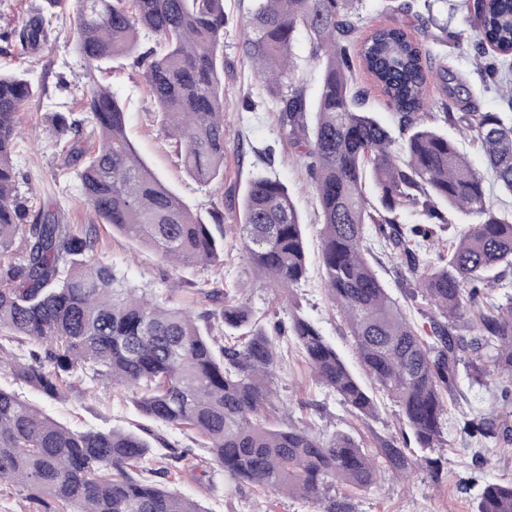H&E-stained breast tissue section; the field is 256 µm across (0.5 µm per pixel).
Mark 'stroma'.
Wrapping results in <instances>:
<instances>
[{
  "instance_id": "35a3bbf8",
  "label": "stroma",
  "mask_w": 512,
  "mask_h": 512,
  "mask_svg": "<svg viewBox=\"0 0 512 512\" xmlns=\"http://www.w3.org/2000/svg\"><path fill=\"white\" fill-rule=\"evenodd\" d=\"M414 12L431 8L438 23L462 34L463 43L422 38L424 50L433 65L448 66L467 86L470 101L480 112L507 111L493 82L483 80L475 64L471 40L474 31L461 9V0H410ZM250 0H224V127L228 144L224 157L223 183L202 184L184 170L175 145L164 131L156 104L150 96L142 71L133 58L114 63L105 71L89 72L75 50L70 26L51 36L41 53H26L18 41L0 40V70L27 71L38 87V95L19 114L23 128L35 130L36 138L18 140L14 163L22 190L31 194L32 212L58 209L72 231L93 222L75 174H63V159L43 130L54 103L79 110L84 88L97 80L112 88L127 112V134L147 165L199 215L217 207L224 212V261L207 268L175 267L154 251L130 242L110 225L97 226L96 257L120 268L127 279L155 293L169 295L177 303L197 306L195 283L210 280L239 288L254 316L262 324L288 323L293 306L316 323L337 348L352 372L365 387L373 382L358 362L348 330L328 301L321 272V220L311 179L296 148L283 137L276 120L275 104L255 76L240 50L244 22ZM272 148L271 170L284 181L293 195L303 222L307 250V279L284 299L263 285L246 260L240 245L239 203L246 182L262 162L260 150ZM0 385L14 388L54 420L76 429L112 427L141 431L152 428V421L140 414L132 396L114 397L107 385L88 392L67 387L58 399L43 397L38 391L14 381L0 370ZM281 406L293 422L315 431L350 433L369 453H376L382 441L393 440L404 448L415 466L407 478L394 477L388 466H381L378 483L368 489L337 487L336 500L346 502L350 512H472L482 486L488 482L512 481V443H482L466 437L465 415L451 406L441 447L419 448L412 431L402 423L394 402L376 392L378 411L374 418H358L335 393L317 384L315 377L296 349H289L272 383ZM168 448L152 457L151 469L163 471L178 467L179 476L168 489L196 499L206 512H311L310 504L285 495L266 496L252 486L230 483L211 463L204 449L198 448L192 432L166 428L162 431Z\"/></svg>"
}]
</instances>
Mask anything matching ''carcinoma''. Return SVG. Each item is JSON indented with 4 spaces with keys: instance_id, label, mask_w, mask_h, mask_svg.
<instances>
[{
    "instance_id": "carcinoma-1",
    "label": "carcinoma",
    "mask_w": 512,
    "mask_h": 512,
    "mask_svg": "<svg viewBox=\"0 0 512 512\" xmlns=\"http://www.w3.org/2000/svg\"><path fill=\"white\" fill-rule=\"evenodd\" d=\"M361 0H252L240 49L277 105L280 128L312 175L321 218L322 280L343 317L360 363L399 407L421 448L438 447L448 402L467 398L483 378L502 380L512 405V296L488 290L512 269V210L490 202L484 177L448 133L421 121L427 89H448L450 70L435 67L404 25L375 26L358 54L399 115L392 136L366 108L351 58L352 13ZM5 34L27 49L49 41L69 16V0H45ZM481 72L496 80L509 112H444L440 120L481 148L499 187L512 193V0H464ZM76 48L91 70L139 53L150 94L186 172L209 184L224 180V0H76ZM303 30L322 68L314 105L295 74L292 46ZM38 89L20 71L0 72V362L49 398L62 396V374L131 391L144 416L190 429L210 460L235 483L308 501L316 512H348L328 497L335 485L377 484L381 458L396 473L410 466L385 440L377 456L354 437L321 436L307 426H273L271 380L290 334L320 385L372 417L373 399L319 328L291 313V326L257 323L237 289L201 283L196 293L220 305L190 311L171 297L129 285L95 260L97 224L80 233L48 211L29 222L14 167L18 114ZM80 112H56L49 124L64 166L77 167L98 224L178 265L214 266L224 254V215L194 214L143 161L126 131V115L108 86L90 82ZM417 215L400 222L401 211ZM455 210L476 218L446 244L440 232ZM303 223L288 187L256 175L243 197L240 241L264 283L286 293L307 271ZM392 248L397 273L412 283L407 298L433 307L419 326L369 262L372 241ZM441 250H436V245ZM223 325L213 335L214 323ZM24 338L28 357L5 344ZM484 439L512 440L500 416L469 421ZM153 455L146 437L119 428H69L0 386V487L17 486L57 505L47 512H206L196 501L146 477ZM475 512H512V482L486 483Z\"/></svg>"
}]
</instances>
